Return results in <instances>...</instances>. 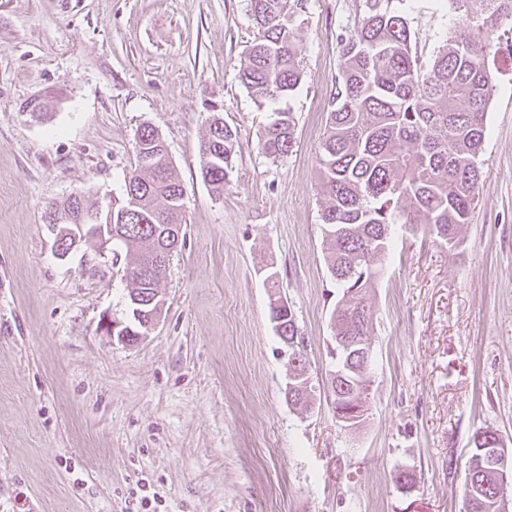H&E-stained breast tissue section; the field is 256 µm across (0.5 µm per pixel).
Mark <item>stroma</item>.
<instances>
[{"label": "stroma", "mask_w": 512, "mask_h": 512, "mask_svg": "<svg viewBox=\"0 0 512 512\" xmlns=\"http://www.w3.org/2000/svg\"><path fill=\"white\" fill-rule=\"evenodd\" d=\"M290 4L304 82L296 144L273 159L270 111L237 78L249 0H0V512H464L475 433L512 450V33L488 59L471 220L454 248L396 230L370 290L367 413L346 431L327 397L337 292L317 156L364 2ZM402 12L430 58L447 8ZM36 97L46 121L23 112ZM216 113L237 132L220 197L199 166ZM146 126L184 189L183 239L155 327L126 345L106 330L129 315L123 260L90 243L59 258L45 210L76 191L121 198ZM271 272L307 345L309 411L285 400Z\"/></svg>", "instance_id": "1"}]
</instances>
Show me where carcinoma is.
<instances>
[{"mask_svg": "<svg viewBox=\"0 0 512 512\" xmlns=\"http://www.w3.org/2000/svg\"><path fill=\"white\" fill-rule=\"evenodd\" d=\"M403 0H364L358 24L340 40L343 66L319 147V180L324 204V259L340 298L331 314L333 336L373 334L370 288L380 269L374 262L392 247L394 226L420 227L450 248L460 244V228L469 223L479 195V154L485 119L496 85L487 59L497 51L501 33L512 32V0H445L454 17L446 39L427 61L418 55L407 19L396 8ZM259 37L238 70V80L258 106L291 96L303 80L298 62V33L289 0H250ZM486 28L475 44L467 28ZM266 126L262 151L277 158L295 143L293 113L279 108ZM236 132L216 116L200 145V175L216 196L224 194L235 163ZM138 168L125 181L117 205L89 203L82 192L48 207L46 223L69 233L98 214L112 229V244L125 250L131 308L145 322L162 308L160 281L183 229V187L169 160L165 141L155 130L141 129L135 140ZM142 321V322H144ZM139 320L127 325L128 342L147 332ZM277 334L288 355L300 359L295 376L309 370L305 338L294 311L284 310ZM335 375L328 388L333 407L345 402L362 376V363L334 341ZM486 439L474 445L465 484L467 512H494L502 473L480 456Z\"/></svg>", "mask_w": 512, "mask_h": 512, "instance_id": "obj_1", "label": "carcinoma"}]
</instances>
